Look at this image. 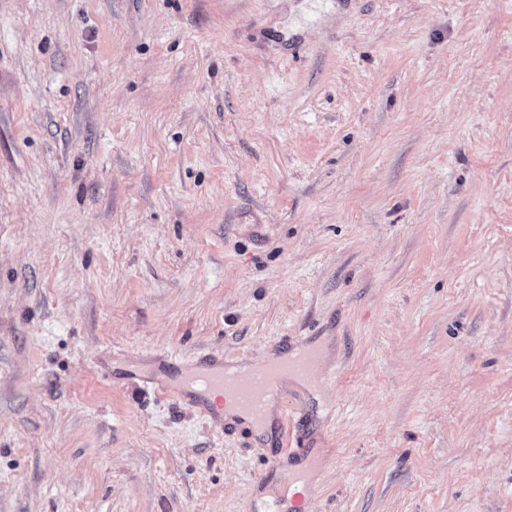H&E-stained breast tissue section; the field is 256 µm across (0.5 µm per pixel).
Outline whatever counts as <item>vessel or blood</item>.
I'll list each match as a JSON object with an SVG mask.
<instances>
[{
    "label": "vessel or blood",
    "mask_w": 512,
    "mask_h": 512,
    "mask_svg": "<svg viewBox=\"0 0 512 512\" xmlns=\"http://www.w3.org/2000/svg\"><path fill=\"white\" fill-rule=\"evenodd\" d=\"M314 361V355L309 354L295 360L284 359L272 363L264 371L255 374L233 376L225 372L223 359L206 357L188 374L186 388L174 387L164 377L152 378L151 384L158 395L182 401L208 417L214 428L220 429L224 426V419L209 401V394H220L222 399L259 420L264 415L265 390L269 381L280 375L307 374Z\"/></svg>",
    "instance_id": "obj_1"
}]
</instances>
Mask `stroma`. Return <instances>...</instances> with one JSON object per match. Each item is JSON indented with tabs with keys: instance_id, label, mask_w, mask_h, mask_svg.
<instances>
[{
	"instance_id": "1",
	"label": "stroma",
	"mask_w": 512,
	"mask_h": 512,
	"mask_svg": "<svg viewBox=\"0 0 512 512\" xmlns=\"http://www.w3.org/2000/svg\"><path fill=\"white\" fill-rule=\"evenodd\" d=\"M293 456L158 399L320 338ZM512 512V0H0V512Z\"/></svg>"
}]
</instances>
